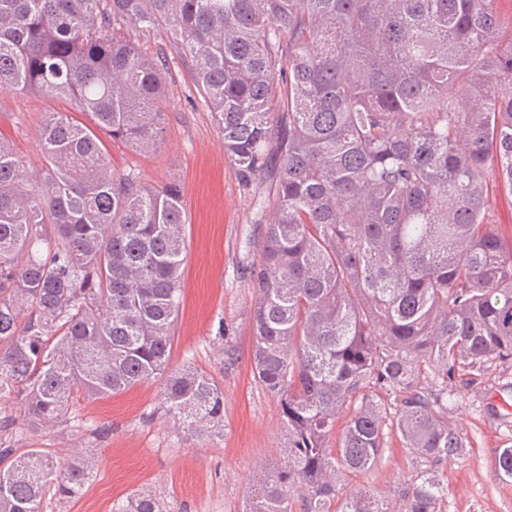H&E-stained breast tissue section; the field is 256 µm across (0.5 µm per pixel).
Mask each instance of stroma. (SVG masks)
<instances>
[{"label":"stroma","instance_id":"obj_1","mask_svg":"<svg viewBox=\"0 0 512 512\" xmlns=\"http://www.w3.org/2000/svg\"><path fill=\"white\" fill-rule=\"evenodd\" d=\"M139 43L168 61L166 136L152 153L119 143L108 149L115 166L181 190L187 217L183 294L169 368L191 366L215 378L224 391V432L200 437L168 415L161 404L165 378L158 375L102 399L79 398L67 423L17 431L11 443L20 451L43 449L61 466L84 455L97 460L81 494H50L43 512H114L144 490L156 494L165 512H242L250 487L262 470L284 459L288 442L280 402L255 378L250 361L256 294L249 267L258 258L265 220L257 205L262 190L239 183L179 48L161 32L140 36ZM70 109L60 98L0 88V134L30 175L43 166V114ZM448 425L469 448L436 469L445 512H512V479L492 472L495 450L512 446V365H488L481 384L457 386ZM415 474L414 457L393 435L377 465L348 475L345 489L397 507Z\"/></svg>","mask_w":512,"mask_h":512}]
</instances>
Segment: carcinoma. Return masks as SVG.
I'll return each mask as SVG.
<instances>
[{
    "instance_id": "obj_1",
    "label": "carcinoma",
    "mask_w": 512,
    "mask_h": 512,
    "mask_svg": "<svg viewBox=\"0 0 512 512\" xmlns=\"http://www.w3.org/2000/svg\"><path fill=\"white\" fill-rule=\"evenodd\" d=\"M505 28L497 0H0V85L72 105L44 115L35 180L0 136V398L21 396L38 430L64 422L76 394L168 368L182 194L113 166L106 145L149 153L164 139L166 61L132 38L163 29L242 186L271 178L251 363L279 399L288 455L242 512H391L340 490L393 432L428 464L401 512H444L429 468L467 448L448 427V384L512 364V235L488 190L512 189ZM163 401L188 431L224 432L206 372L169 375ZM94 466L0 448V512H42L53 485L76 496ZM492 468L512 478L511 447ZM117 512L162 510L140 493Z\"/></svg>"
}]
</instances>
